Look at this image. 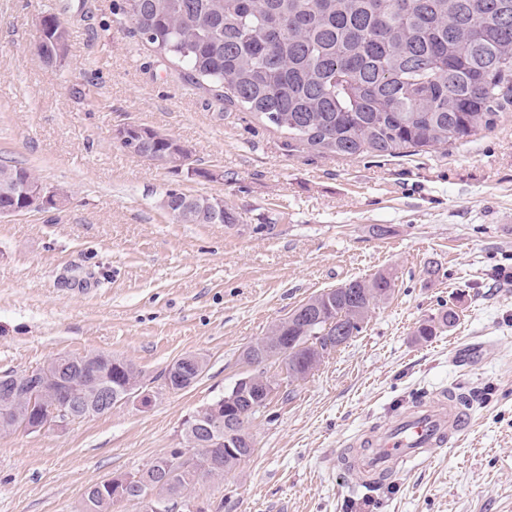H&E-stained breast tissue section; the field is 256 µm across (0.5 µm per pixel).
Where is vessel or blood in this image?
I'll return each instance as SVG.
<instances>
[{
	"mask_svg": "<svg viewBox=\"0 0 512 512\" xmlns=\"http://www.w3.org/2000/svg\"><path fill=\"white\" fill-rule=\"evenodd\" d=\"M471 422L469 405L455 391L414 400L389 423L356 440L349 471L367 483L392 478L406 465L430 459Z\"/></svg>",
	"mask_w": 512,
	"mask_h": 512,
	"instance_id": "b4317fda",
	"label": "vessel or blood"
}]
</instances>
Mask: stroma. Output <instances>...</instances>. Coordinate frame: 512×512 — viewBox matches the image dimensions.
Segmentation results:
<instances>
[{
    "instance_id": "35a3bbf8",
    "label": "stroma",
    "mask_w": 512,
    "mask_h": 512,
    "mask_svg": "<svg viewBox=\"0 0 512 512\" xmlns=\"http://www.w3.org/2000/svg\"><path fill=\"white\" fill-rule=\"evenodd\" d=\"M116 0H0V157L60 206L0 219V371L105 353L146 380L186 355L191 387L61 430L0 434V512H76L86 488L185 445L183 423L247 371L244 351L301 302L391 273L362 332L249 419L254 451L179 498L206 512H512V112L470 141L401 158L325 155L188 83L134 34ZM56 14L64 62L37 53ZM135 122L188 145L214 180L127 153ZM223 198L239 222L180 224L166 190ZM384 235H375V228ZM455 325L428 340L440 306ZM481 394L470 429L372 489L337 465L416 397ZM456 312L448 307L438 309L436 313L424 319L417 328V336L426 340L435 335L438 330H443L452 327L456 322Z\"/></svg>"
}]
</instances>
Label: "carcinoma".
Masks as SVG:
<instances>
[{
	"label": "carcinoma",
	"instance_id": "carcinoma-1",
	"mask_svg": "<svg viewBox=\"0 0 512 512\" xmlns=\"http://www.w3.org/2000/svg\"><path fill=\"white\" fill-rule=\"evenodd\" d=\"M116 8L155 52L238 107L288 134L289 143L342 157H400L445 149L494 128L512 107V0H119ZM41 33L39 55L62 63L67 31L57 17ZM141 155L161 166L173 163L172 143L141 136ZM37 179L27 167L0 159V192ZM214 199L186 194L174 200L187 209L185 224H211ZM379 272L351 279L298 305L271 333L293 343L280 362L288 380L307 372L320 345L331 352L342 336L359 335L369 314L394 290ZM456 312L437 310L417 328L426 340L452 327ZM113 386L129 379L133 363L107 356L101 363ZM203 373L195 364L171 377L180 391ZM77 368L49 392L51 401H87ZM229 445L179 470L164 467L147 476L169 491H185L224 476L254 451L245 424ZM112 491L89 486L80 512H112Z\"/></svg>",
	"mask_w": 512,
	"mask_h": 512
}]
</instances>
